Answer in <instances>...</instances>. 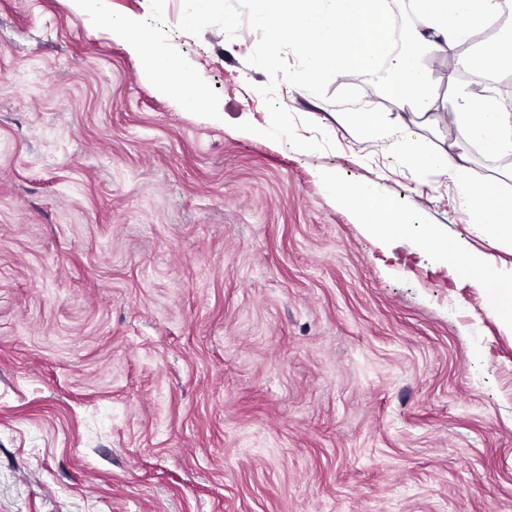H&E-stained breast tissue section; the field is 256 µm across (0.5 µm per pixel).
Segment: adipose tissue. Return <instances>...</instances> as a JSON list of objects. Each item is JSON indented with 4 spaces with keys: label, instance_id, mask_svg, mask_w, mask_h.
Returning a JSON list of instances; mask_svg holds the SVG:
<instances>
[{
    "label": "adipose tissue",
    "instance_id": "ef3b65f1",
    "mask_svg": "<svg viewBox=\"0 0 512 512\" xmlns=\"http://www.w3.org/2000/svg\"><path fill=\"white\" fill-rule=\"evenodd\" d=\"M261 2L273 39H287L310 48L305 85L316 84L328 71L375 74L379 58L388 55L393 18L383 0H328L324 9L316 7L314 0ZM411 7L427 32L414 39L404 52L391 57L383 88L388 96L407 102L423 116L433 106L435 86L420 64V47L438 40L453 46L462 44L477 27L494 24L502 16L504 4L502 0H411ZM448 116L450 124L463 130L483 152L512 153V113L501 111L493 99L456 93ZM421 137V131L416 129L410 131L408 140L399 143L400 149L408 151L412 168L421 172L445 167L474 211L491 216L494 231L512 239V197L474 184L463 156L441 159L414 148V141ZM345 194L376 238L387 239L404 232V214L392 194L361 186L346 188ZM423 244L447 254L467 272L483 279L488 286L490 311L512 325V275L504 274L489 258L462 255L454 242L436 233H429Z\"/></svg>",
    "mask_w": 512,
    "mask_h": 512
}]
</instances>
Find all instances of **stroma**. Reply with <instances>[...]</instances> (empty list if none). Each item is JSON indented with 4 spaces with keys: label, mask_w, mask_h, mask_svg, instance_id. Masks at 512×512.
<instances>
[{
    "label": "stroma",
    "mask_w": 512,
    "mask_h": 512,
    "mask_svg": "<svg viewBox=\"0 0 512 512\" xmlns=\"http://www.w3.org/2000/svg\"><path fill=\"white\" fill-rule=\"evenodd\" d=\"M0 0V512H512V329L427 229L512 272L447 172L415 176L334 103L278 101L331 151L266 127L243 28L180 32L182 0ZM138 22L186 108L112 36ZM465 54L429 45L422 148L512 196V165L440 114ZM402 131L412 108L337 76ZM390 192L374 237L343 194Z\"/></svg>",
    "instance_id": "35a3bbf8"
}]
</instances>
